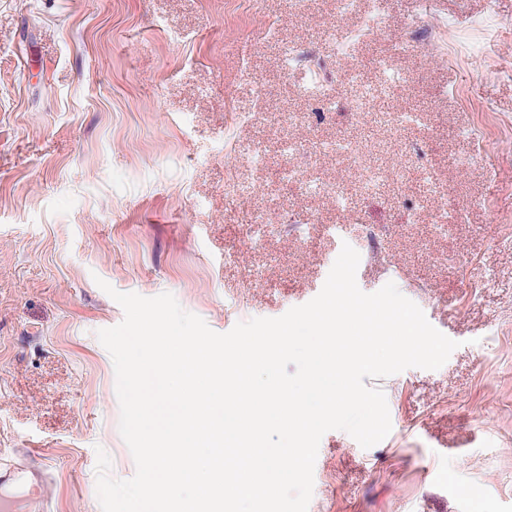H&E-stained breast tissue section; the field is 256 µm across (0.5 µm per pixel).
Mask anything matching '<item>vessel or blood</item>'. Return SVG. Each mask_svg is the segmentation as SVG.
I'll use <instances>...</instances> for the list:
<instances>
[{
	"label": "vessel or blood",
	"mask_w": 512,
	"mask_h": 512,
	"mask_svg": "<svg viewBox=\"0 0 512 512\" xmlns=\"http://www.w3.org/2000/svg\"><path fill=\"white\" fill-rule=\"evenodd\" d=\"M50 477L49 468L36 449H26L22 457L12 458L0 454V512H14L13 502L2 495V488L13 485L33 487L26 497V512H46V502L40 493Z\"/></svg>",
	"instance_id": "b4317fda"
}]
</instances>
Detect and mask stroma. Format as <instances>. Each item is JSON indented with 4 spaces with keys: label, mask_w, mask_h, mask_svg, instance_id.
Returning a JSON list of instances; mask_svg holds the SVG:
<instances>
[{
    "label": "stroma",
    "mask_w": 512,
    "mask_h": 512,
    "mask_svg": "<svg viewBox=\"0 0 512 512\" xmlns=\"http://www.w3.org/2000/svg\"><path fill=\"white\" fill-rule=\"evenodd\" d=\"M369 8L0 0V450L34 448L56 464L53 512H101L97 449L114 478L136 472L96 336L124 312L102 283L171 293L225 333L312 300L346 244L363 292L394 283L459 346L439 369L368 379L392 429L367 449L325 433L308 512H512V0H381L382 29L362 40ZM487 12L494 26L478 48L395 51L411 23L462 28ZM289 43L314 49L336 100L329 119L282 76ZM378 55L394 79L370 68ZM229 104L254 121L232 124ZM413 110L424 125L390 120ZM287 135L347 209L277 179ZM340 136L358 144L360 165L319 153ZM229 139L262 142L265 165L227 155ZM232 165L235 203L224 197ZM370 166L393 179L366 187ZM450 196L462 219L443 238L435 221ZM254 204L284 226L259 247L240 221Z\"/></svg>",
    "instance_id": "35a3bbf8"
}]
</instances>
